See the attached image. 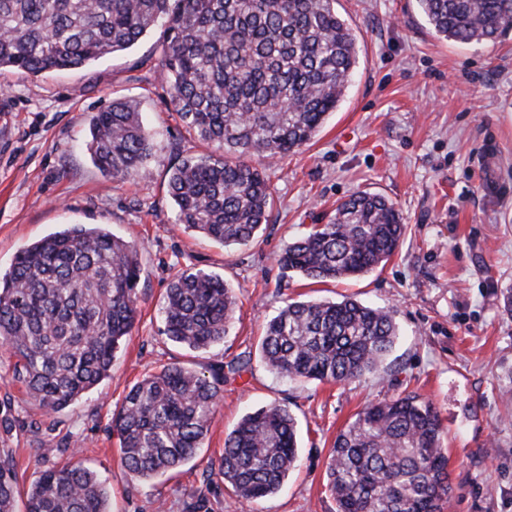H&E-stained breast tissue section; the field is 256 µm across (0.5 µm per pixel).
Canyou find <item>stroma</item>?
Here are the masks:
<instances>
[{
  "label": "stroma",
  "mask_w": 512,
  "mask_h": 512,
  "mask_svg": "<svg viewBox=\"0 0 512 512\" xmlns=\"http://www.w3.org/2000/svg\"><path fill=\"white\" fill-rule=\"evenodd\" d=\"M356 37L349 88L300 152L268 164L274 204L246 246L210 243L175 220L169 169L214 154L188 134L153 67L159 32L87 68L38 77L0 70V273L27 243L70 224H103L138 248V321L110 376L49 413L14 377L0 350V449L20 492L74 461L106 477L112 512H336L326 484L332 444L367 403L417 394L438 410L452 494L444 512H512V35L462 44L438 37L417 0H336ZM134 103L153 139L144 172L104 176L85 143L90 116L112 100ZM385 196L408 226L399 252L349 282L281 277L276 257L337 201ZM221 275L238 304L223 342L194 352L171 342L159 310L179 272ZM350 296L393 309L400 336L379 371L345 383L288 380L262 362L267 319L288 300ZM227 374L198 454L177 470L134 480L120 462L112 415L146 376L180 364ZM287 406L299 456L282 489L253 504L219 473L224 440L261 406Z\"/></svg>",
  "instance_id": "obj_1"
}]
</instances>
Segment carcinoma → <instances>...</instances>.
<instances>
[{"label":"carcinoma","mask_w":512,"mask_h":512,"mask_svg":"<svg viewBox=\"0 0 512 512\" xmlns=\"http://www.w3.org/2000/svg\"><path fill=\"white\" fill-rule=\"evenodd\" d=\"M435 32L495 43L512 32V0H418ZM162 27V88L188 132L220 154L186 155L170 168L176 221L223 247L245 246L267 223L266 167L306 146L336 111L357 65L355 38L336 0H0V68L39 76L87 67ZM86 148L106 175L145 167L150 135L135 105L94 113ZM401 211L355 192L278 255L284 273L315 283L356 279L398 250ZM136 245L102 225L70 224L24 246L0 276V347L15 375L50 413L109 376L138 316ZM237 297L224 278L178 274L161 309L164 334L191 351L223 341ZM398 336L393 313L346 297L288 302L260 338L262 361L290 379L348 383L377 372ZM206 371L161 369L124 397L113 429L136 479L195 456L224 385ZM231 371L236 366L227 367ZM434 405L407 394L367 405L337 434L326 467L336 512H443L452 491L448 449ZM298 460L296 423L270 405L244 416L224 440L220 474L247 502L280 490ZM17 478L0 457V512H16ZM25 512H109L106 480L80 461L49 469Z\"/></svg>","instance_id":"cac0c4a2"}]
</instances>
